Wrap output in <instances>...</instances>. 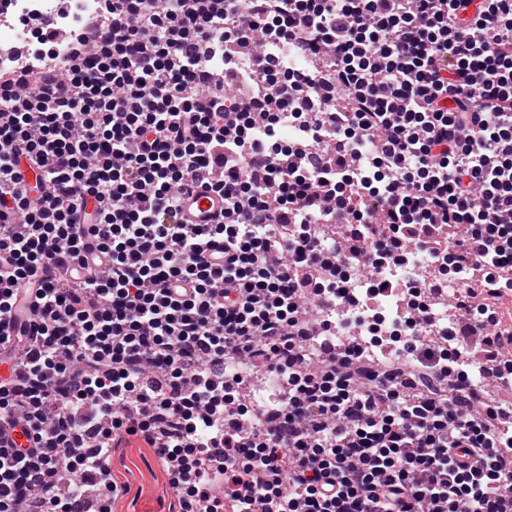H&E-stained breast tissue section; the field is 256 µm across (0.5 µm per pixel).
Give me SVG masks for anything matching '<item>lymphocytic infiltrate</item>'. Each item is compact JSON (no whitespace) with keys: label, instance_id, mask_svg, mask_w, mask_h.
I'll use <instances>...</instances> for the list:
<instances>
[{"label":"lymphocytic infiltrate","instance_id":"1","mask_svg":"<svg viewBox=\"0 0 512 512\" xmlns=\"http://www.w3.org/2000/svg\"><path fill=\"white\" fill-rule=\"evenodd\" d=\"M102 2L67 56L0 72V319L40 287L31 326L0 340V418L31 439L0 448V512L27 493L86 512L57 493L62 469L112 512L123 432L153 444L181 512H512V414L487 391L512 385V0ZM281 42L317 60L305 79ZM313 89L331 111H295ZM288 121L317 166L294 162ZM199 182L221 222L180 223ZM410 246L454 278L457 349L429 335L427 286L409 283L402 361L324 356L319 311L353 271L387 296L378 266ZM231 363L285 380L267 417ZM77 408L97 458L79 452Z\"/></svg>","mask_w":512,"mask_h":512}]
</instances>
